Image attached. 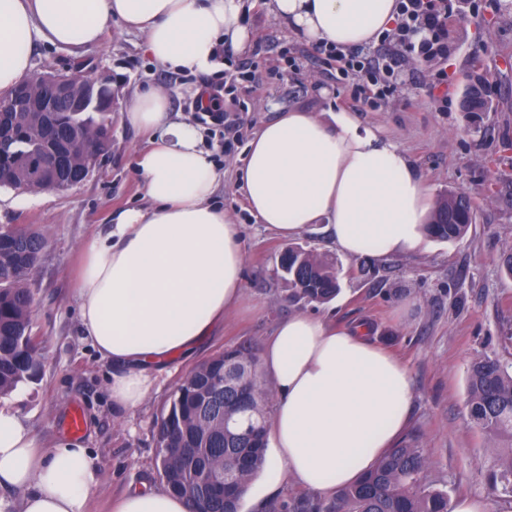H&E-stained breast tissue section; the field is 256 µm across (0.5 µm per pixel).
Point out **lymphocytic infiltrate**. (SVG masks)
<instances>
[{
	"mask_svg": "<svg viewBox=\"0 0 512 512\" xmlns=\"http://www.w3.org/2000/svg\"><path fill=\"white\" fill-rule=\"evenodd\" d=\"M452 16L448 0H398L395 26L382 35L378 50L327 49L337 73L354 81L352 102L384 100L404 81L406 58L444 57Z\"/></svg>",
	"mask_w": 512,
	"mask_h": 512,
	"instance_id": "lymphocytic-infiltrate-1",
	"label": "lymphocytic infiltrate"
}]
</instances>
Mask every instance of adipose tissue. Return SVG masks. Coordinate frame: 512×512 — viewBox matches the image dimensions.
<instances>
[{"label":"adipose tissue","mask_w":512,"mask_h":512,"mask_svg":"<svg viewBox=\"0 0 512 512\" xmlns=\"http://www.w3.org/2000/svg\"><path fill=\"white\" fill-rule=\"evenodd\" d=\"M396 0H273L307 40L345 49L389 29ZM139 34L147 55L181 74L221 69L222 45L249 39L242 0H0V93L32 68L30 48L97 46L111 24ZM122 122L146 132L137 157L148 209L127 208L83 249L79 322L112 367L110 397L133 411L170 362L191 356L244 301L242 229L212 200L224 179L199 130L173 119L167 91L138 93ZM248 208L281 238L323 225L337 250L379 258L421 249L431 193L391 140L339 111L331 122L291 110L265 124L241 171ZM275 385L270 464L321 495L356 482L408 423L407 368L366 328L299 314L279 322L260 356ZM96 486L83 444L43 452L0 406V488L23 492L20 512H83ZM113 512H190L167 489L137 488Z\"/></svg>","instance_id":"ef3b65f1"}]
</instances>
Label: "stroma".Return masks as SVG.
<instances>
[{"label":"stroma","instance_id":"1","mask_svg":"<svg viewBox=\"0 0 512 512\" xmlns=\"http://www.w3.org/2000/svg\"><path fill=\"white\" fill-rule=\"evenodd\" d=\"M245 3L250 41L241 50L225 51L218 77L178 74L152 62L141 36L117 24L91 48L34 44V70H66L73 60H87L111 74L119 100L110 115L111 146L85 181L63 192L0 188V225L34 224L47 238L30 281L43 370L0 400L46 449L68 434L72 410H81L78 438L90 452L97 479L85 512H111L113 500L130 486L161 487L155 425L196 364L230 345L262 344L279 320L297 313L339 326L365 322L373 341L394 352L411 375L406 433L417 436L430 458L426 482L452 501L490 500L482 475L498 442L468 419L467 368L482 355L512 365V276L501 264L512 251V0H452L447 59L408 60L414 83L398 87L376 108L350 107L348 81L337 80L334 65L276 18L271 0ZM442 68L448 71L447 87L429 91ZM474 70L487 78L490 107L467 113L459 101ZM148 85L168 92L173 116L198 126L224 171L214 202L242 227L245 306L225 315L192 357L176 358L141 407L125 412L112 405L111 366L80 330L72 272L82 246L106 234L113 214L148 204L135 166L147 137L121 121L122 110ZM198 88L220 91L221 120L195 112ZM339 108L396 143L433 195L467 192L476 222L461 240L430 238L417 253L382 259L341 254L322 225H312L296 244L334 261L341 291L323 305L290 303L277 270L288 242L249 212L240 169L249 141L279 113L301 110L326 121ZM300 491L287 473L262 470L240 512H257L272 497ZM490 502L492 512H512V502Z\"/></svg>","mask_w":512,"mask_h":512}]
</instances>
